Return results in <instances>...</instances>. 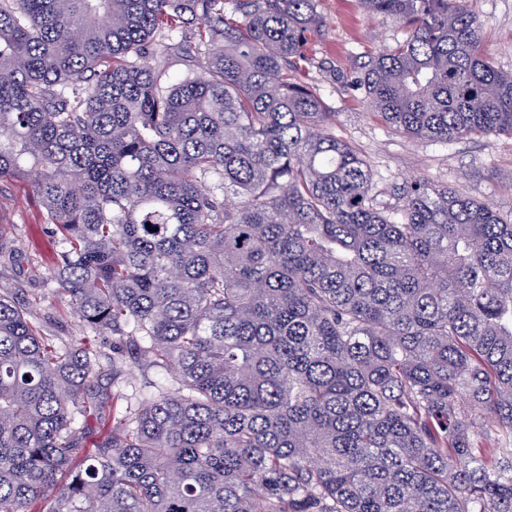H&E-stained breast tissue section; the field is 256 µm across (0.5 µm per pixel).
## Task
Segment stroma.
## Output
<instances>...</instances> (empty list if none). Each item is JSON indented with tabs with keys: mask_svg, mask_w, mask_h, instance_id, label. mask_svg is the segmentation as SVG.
<instances>
[{
	"mask_svg": "<svg viewBox=\"0 0 512 512\" xmlns=\"http://www.w3.org/2000/svg\"><path fill=\"white\" fill-rule=\"evenodd\" d=\"M473 6L485 21L488 54L497 66L512 70V0H474ZM320 10L328 26L312 38L314 62L306 77L319 84L328 110L335 112L337 135L369 159L379 202L399 206L393 185L425 176L511 217L512 134L440 142L386 128L368 114L362 92L335 81L330 72L349 70L390 44L401 31L400 23L367 16L359 0H320ZM0 232L10 244L0 254V285L15 289L42 334L68 342L81 339L82 327L50 279L59 238L53 225L44 223L40 199L27 182L0 181Z\"/></svg>",
	"mask_w": 512,
	"mask_h": 512,
	"instance_id": "stroma-1",
	"label": "stroma"
}]
</instances>
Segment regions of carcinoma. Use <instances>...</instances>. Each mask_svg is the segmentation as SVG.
Wrapping results in <instances>:
<instances>
[{"instance_id":"obj_1","label":"carcinoma","mask_w":512,"mask_h":512,"mask_svg":"<svg viewBox=\"0 0 512 512\" xmlns=\"http://www.w3.org/2000/svg\"><path fill=\"white\" fill-rule=\"evenodd\" d=\"M360 2L402 25L351 69L383 124L512 133L471 0ZM325 26L319 0H0V180L37 188L83 328L130 343H49L0 288V512H512V220L426 178L377 204L298 78ZM140 365L173 388L127 393Z\"/></svg>"}]
</instances>
